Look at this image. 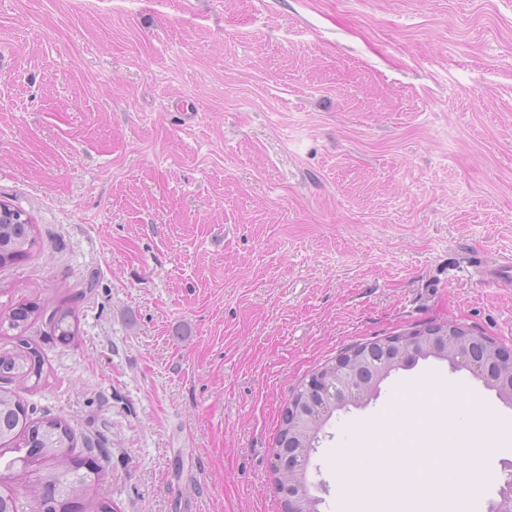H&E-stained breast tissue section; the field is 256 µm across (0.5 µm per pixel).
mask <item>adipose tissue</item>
<instances>
[{
    "label": "adipose tissue",
    "instance_id": "1",
    "mask_svg": "<svg viewBox=\"0 0 512 512\" xmlns=\"http://www.w3.org/2000/svg\"><path fill=\"white\" fill-rule=\"evenodd\" d=\"M460 396L450 394L446 387L433 386L428 397L404 394L375 425L371 448L366 455L345 453L341 462L361 470H376L383 463L394 462L391 472L394 482L410 483L415 492L429 494L443 488L452 491L448 512H464L466 483L462 467H448L447 445L455 444L462 433L456 424L446 421L447 413L453 412ZM437 431L443 445L428 449L421 459L408 458L403 442L414 433Z\"/></svg>",
    "mask_w": 512,
    "mask_h": 512
}]
</instances>
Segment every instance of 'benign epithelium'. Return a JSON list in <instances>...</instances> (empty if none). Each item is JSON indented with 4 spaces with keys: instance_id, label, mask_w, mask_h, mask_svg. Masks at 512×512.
Instances as JSON below:
<instances>
[{
    "instance_id": "1",
    "label": "benign epithelium",
    "mask_w": 512,
    "mask_h": 512,
    "mask_svg": "<svg viewBox=\"0 0 512 512\" xmlns=\"http://www.w3.org/2000/svg\"><path fill=\"white\" fill-rule=\"evenodd\" d=\"M486 344L488 364L472 361L465 348L473 342ZM383 356L370 352L363 344L336 361L321 368L301 384L299 391L288 400V433L299 445L294 456L278 450L274 453L273 471L278 493L282 495L286 512H309L308 500L322 498L306 496V471L311 454L316 451L319 434L334 412L348 406L367 404L379 391L380 384L398 369H405L428 356L448 361L457 369H466L484 385L496 391L498 398L512 406V347H505L483 335L450 324L440 332L410 331L381 341ZM488 512H512V470L492 501Z\"/></svg>"
}]
</instances>
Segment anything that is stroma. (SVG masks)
Instances as JSON below:
<instances>
[{
	"label": "stroma",
	"mask_w": 512,
	"mask_h": 512,
	"mask_svg": "<svg viewBox=\"0 0 512 512\" xmlns=\"http://www.w3.org/2000/svg\"><path fill=\"white\" fill-rule=\"evenodd\" d=\"M0 201L38 237L0 303L79 319L0 353L43 349L21 397L103 449L115 512H284L276 435L315 371L431 323L512 345L485 275L512 254V0H0ZM434 384L496 410L456 416L487 512L512 407L432 357L333 415L320 512L390 506L339 454ZM46 326L61 344H69L79 333V320L73 307L61 304L53 308Z\"/></svg>",
	"instance_id": "35a3bbf8"
}]
</instances>
